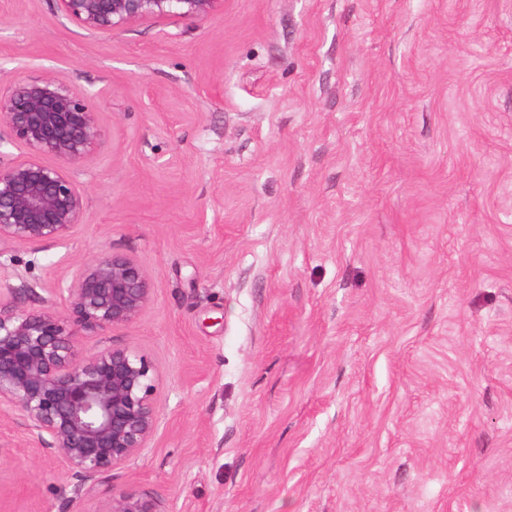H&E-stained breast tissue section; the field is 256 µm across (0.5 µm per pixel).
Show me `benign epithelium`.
Listing matches in <instances>:
<instances>
[{
  "instance_id": "benign-epithelium-1",
  "label": "benign epithelium",
  "mask_w": 512,
  "mask_h": 512,
  "mask_svg": "<svg viewBox=\"0 0 512 512\" xmlns=\"http://www.w3.org/2000/svg\"><path fill=\"white\" fill-rule=\"evenodd\" d=\"M61 16L111 36L146 18L204 20L223 0H58ZM98 95L51 72L0 83V126L25 155L0 166V243L43 248L63 241L85 215L69 175L101 140ZM52 159L47 163L44 158ZM39 310L0 295V412L18 409L37 441L55 449L75 482L68 499L98 493L112 470L149 447L158 424L155 365L126 348L82 349L81 338L136 320L152 282L132 258L103 250L78 265ZM102 512H156L151 500L114 492Z\"/></svg>"
}]
</instances>
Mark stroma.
<instances>
[{"label": "stroma", "instance_id": "35a3bbf8", "mask_svg": "<svg viewBox=\"0 0 512 512\" xmlns=\"http://www.w3.org/2000/svg\"><path fill=\"white\" fill-rule=\"evenodd\" d=\"M99 94L83 224L0 250L42 308L107 250L153 282L82 340L159 420L108 483L157 512H512V0H224L105 37L0 0V80ZM21 411L0 512H70Z\"/></svg>", "mask_w": 512, "mask_h": 512}]
</instances>
